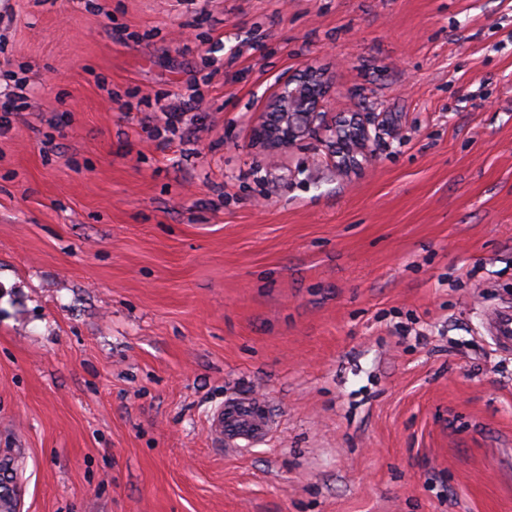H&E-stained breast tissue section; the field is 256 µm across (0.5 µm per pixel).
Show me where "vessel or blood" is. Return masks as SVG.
I'll return each instance as SVG.
<instances>
[{
  "label": "vessel or blood",
  "instance_id": "b4317fda",
  "mask_svg": "<svg viewBox=\"0 0 512 512\" xmlns=\"http://www.w3.org/2000/svg\"><path fill=\"white\" fill-rule=\"evenodd\" d=\"M487 333L496 348L512 351V309L490 311ZM278 425L266 400L255 396L227 398L207 419L212 442L220 448L243 450L267 442Z\"/></svg>",
  "mask_w": 512,
  "mask_h": 512
}]
</instances>
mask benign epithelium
Listing matches in <instances>:
<instances>
[{"instance_id":"7a95c632","label":"benign epithelium","mask_w":512,"mask_h":512,"mask_svg":"<svg viewBox=\"0 0 512 512\" xmlns=\"http://www.w3.org/2000/svg\"><path fill=\"white\" fill-rule=\"evenodd\" d=\"M324 74L313 66L281 80L273 92L269 108L254 126L257 143L275 153L288 149L309 135L322 118V98L327 93ZM335 142L336 166L353 169L368 157L370 144L377 138L375 116L344 119L329 128Z\"/></svg>"}]
</instances>
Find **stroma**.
Returning <instances> with one entry per match:
<instances>
[{
    "instance_id": "stroma-1",
    "label": "stroma",
    "mask_w": 512,
    "mask_h": 512,
    "mask_svg": "<svg viewBox=\"0 0 512 512\" xmlns=\"http://www.w3.org/2000/svg\"><path fill=\"white\" fill-rule=\"evenodd\" d=\"M325 70L319 130L252 129ZM195 82L179 132L153 105ZM0 451L19 512H512V0H0ZM474 277H466L467 269ZM265 398L245 452L206 420ZM377 122L375 116L366 114L363 118L344 119L328 130L332 132L336 150V166L342 169L360 167L362 162L358 157H368L370 144L377 138ZM488 337L502 352L512 351V309L497 307L490 311L487 322ZM277 425L267 401L256 396L227 398L207 419L211 440L221 449L243 450L263 444Z\"/></svg>"
}]
</instances>
